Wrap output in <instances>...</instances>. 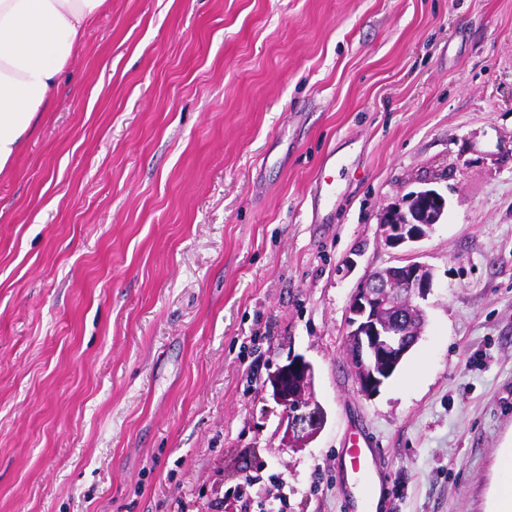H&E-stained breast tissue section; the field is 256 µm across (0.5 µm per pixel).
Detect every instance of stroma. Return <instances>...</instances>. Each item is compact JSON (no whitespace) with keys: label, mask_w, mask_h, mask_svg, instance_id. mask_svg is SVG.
<instances>
[{"label":"stroma","mask_w":512,"mask_h":512,"mask_svg":"<svg viewBox=\"0 0 512 512\" xmlns=\"http://www.w3.org/2000/svg\"><path fill=\"white\" fill-rule=\"evenodd\" d=\"M425 182L448 200L415 250L426 324L366 398L348 303L405 258L380 213ZM359 436L378 512H486L512 438V0H105L0 172V512H264L275 486L350 512ZM282 394L288 401V410L286 411L289 421L288 432L292 434L293 438H304L306 415L297 413L305 402V389L299 365L288 368V373L282 382Z\"/></svg>","instance_id":"35a3bbf8"}]
</instances>
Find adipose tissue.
Returning <instances> with one entry per match:
<instances>
[{
    "instance_id": "1",
    "label": "adipose tissue",
    "mask_w": 512,
    "mask_h": 512,
    "mask_svg": "<svg viewBox=\"0 0 512 512\" xmlns=\"http://www.w3.org/2000/svg\"><path fill=\"white\" fill-rule=\"evenodd\" d=\"M104 0H0V172Z\"/></svg>"
}]
</instances>
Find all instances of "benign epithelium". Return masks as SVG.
<instances>
[{"label":"benign epithelium","instance_id":"obj_1","mask_svg":"<svg viewBox=\"0 0 512 512\" xmlns=\"http://www.w3.org/2000/svg\"><path fill=\"white\" fill-rule=\"evenodd\" d=\"M446 208L445 196L428 187L386 205L380 219L385 244L399 248L424 240L430 228L441 223ZM433 287L432 270L409 259L388 266L381 273H370L356 288L347 310L345 343L359 394L366 398L377 395L393 369L417 343L425 326L420 302L427 300ZM282 394L288 401V432L300 438L306 415L298 413L305 402L299 366L288 368Z\"/></svg>","mask_w":512,"mask_h":512}]
</instances>
